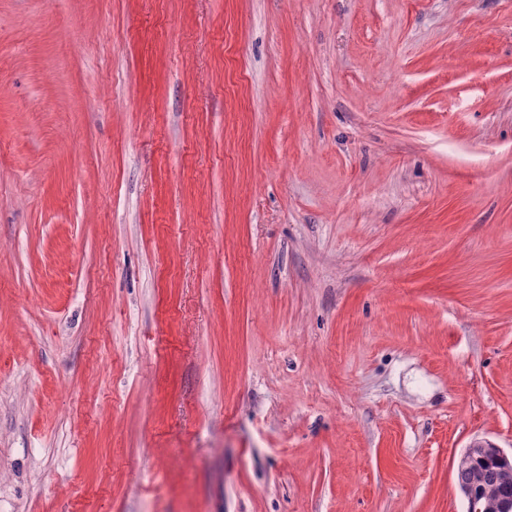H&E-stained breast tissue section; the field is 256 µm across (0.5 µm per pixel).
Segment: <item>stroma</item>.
I'll return each mask as SVG.
<instances>
[{"label": "stroma", "mask_w": 512, "mask_h": 512, "mask_svg": "<svg viewBox=\"0 0 512 512\" xmlns=\"http://www.w3.org/2000/svg\"><path fill=\"white\" fill-rule=\"evenodd\" d=\"M512 452V0H0V512H466ZM485 448H494L497 452L498 459L502 465H505L508 469L512 470V455L510 453L507 454L502 448L497 446L495 443L489 440H473L464 455L460 458L458 462L459 467H469L473 464L476 458V452L485 449ZM458 485L476 486L488 499L512 494V471L487 465L480 469L463 468L457 471Z\"/></svg>", "instance_id": "stroma-1"}]
</instances>
